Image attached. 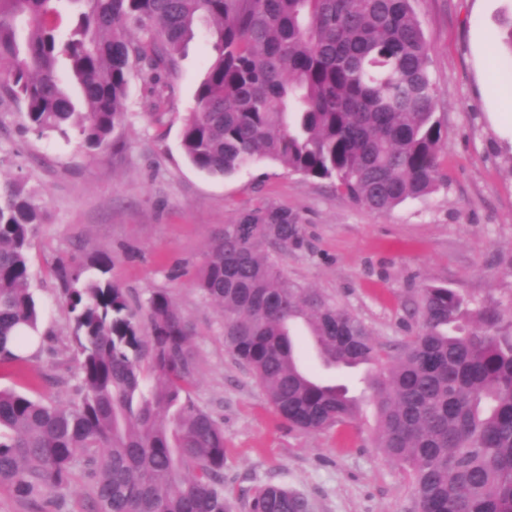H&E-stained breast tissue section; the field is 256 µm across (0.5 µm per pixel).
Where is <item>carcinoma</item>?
I'll use <instances>...</instances> for the list:
<instances>
[{
    "label": "carcinoma",
    "mask_w": 512,
    "mask_h": 512,
    "mask_svg": "<svg viewBox=\"0 0 512 512\" xmlns=\"http://www.w3.org/2000/svg\"><path fill=\"white\" fill-rule=\"evenodd\" d=\"M60 2L0 0V104L39 136L73 130L87 148L106 147L133 69L162 97V75L204 23L215 57L180 135L199 171L278 161L373 212L445 179L447 130L413 0H68L77 9L64 38ZM41 220L23 183L0 181V362H25L39 333L28 250ZM305 245L288 212L258 207L224 225L196 274L222 310L225 346L278 418L317 432L354 421L359 407L305 369L301 325L329 366H384L366 382L377 447L409 468L415 512H512V313L427 285L417 333L387 353L361 320L282 273L280 257ZM53 273L73 327L78 402L0 390V486L39 505L79 467L93 512H233L224 428L191 396L192 330L171 295L152 292L140 319L120 284L65 262ZM302 505L266 484L246 509Z\"/></svg>",
    "instance_id": "cac0c4a2"
}]
</instances>
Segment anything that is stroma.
<instances>
[{"mask_svg": "<svg viewBox=\"0 0 512 512\" xmlns=\"http://www.w3.org/2000/svg\"><path fill=\"white\" fill-rule=\"evenodd\" d=\"M413 7L448 134L445 179L387 213L275 161L224 177L190 164L180 131L213 57L203 25L157 105L131 75L117 148L91 150L74 134L37 136L14 108L0 106V180L23 181L43 212L29 251L41 338L26 362L0 364V388L77 401L72 325L52 269L61 259L87 265L106 252L108 276L135 311L164 290L193 327L191 392L224 428V486L234 512H245L254 489L268 483L300 493L309 512H414L409 472L375 446L372 406L364 405L359 421L326 431L288 428L225 348L219 306L194 285L224 225L271 205L292 213L306 240L303 251L280 259L284 274L354 314L384 346L416 331L413 311L425 284L512 309V128L492 117L495 97L511 95L512 81L478 61L480 38L498 35L512 0H414Z\"/></svg>", "mask_w": 512, "mask_h": 512, "instance_id": "stroma-1", "label": "stroma"}]
</instances>
